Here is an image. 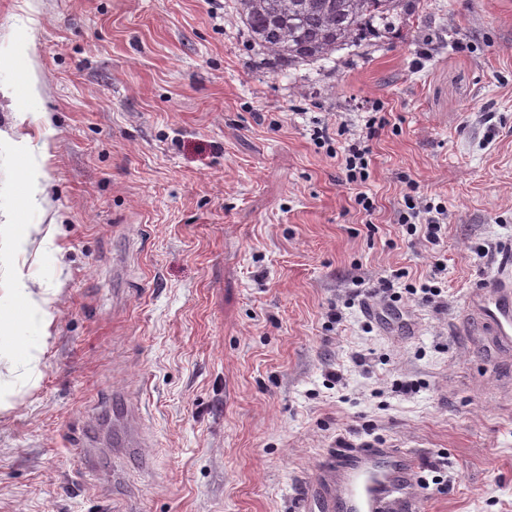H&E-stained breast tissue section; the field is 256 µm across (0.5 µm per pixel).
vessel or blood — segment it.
Returning a JSON list of instances; mask_svg holds the SVG:
<instances>
[{"instance_id": "b4317fda", "label": "vessel or blood", "mask_w": 512, "mask_h": 512, "mask_svg": "<svg viewBox=\"0 0 512 512\" xmlns=\"http://www.w3.org/2000/svg\"><path fill=\"white\" fill-rule=\"evenodd\" d=\"M471 315L512 347V267L502 269L470 297ZM425 490L418 458L369 444L331 449L299 501L300 512H419Z\"/></svg>"}]
</instances>
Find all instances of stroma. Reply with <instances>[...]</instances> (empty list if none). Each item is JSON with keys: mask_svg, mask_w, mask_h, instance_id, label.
<instances>
[{"mask_svg": "<svg viewBox=\"0 0 512 512\" xmlns=\"http://www.w3.org/2000/svg\"><path fill=\"white\" fill-rule=\"evenodd\" d=\"M406 3L288 67L236 0H0V512H293L342 441L447 475L421 512H512V355L466 310L512 260V0ZM372 111L355 191L310 134ZM409 195L447 206L441 247L399 226ZM438 258L447 306L371 324L368 288ZM27 282V276L20 273L15 281L14 288H8L7 294L12 301L20 303L28 310L30 323L35 332L40 336H46L47 327L51 322V314L44 307L48 301L38 302Z\"/></svg>", "mask_w": 512, "mask_h": 512, "instance_id": "stroma-1", "label": "stroma"}]
</instances>
